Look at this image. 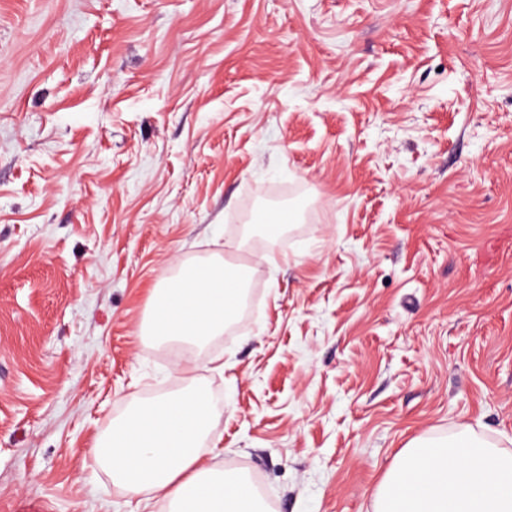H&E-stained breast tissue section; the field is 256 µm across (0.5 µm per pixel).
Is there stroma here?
Returning a JSON list of instances; mask_svg holds the SVG:
<instances>
[{
    "label": "stroma",
    "instance_id": "stroma-1",
    "mask_svg": "<svg viewBox=\"0 0 512 512\" xmlns=\"http://www.w3.org/2000/svg\"><path fill=\"white\" fill-rule=\"evenodd\" d=\"M215 256L246 325L141 336ZM196 385L271 512H374L416 438L512 450V0H0V512H135L92 450Z\"/></svg>",
    "mask_w": 512,
    "mask_h": 512
}]
</instances>
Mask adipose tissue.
Here are the masks:
<instances>
[{
  "instance_id": "ef3b65f1",
  "label": "adipose tissue",
  "mask_w": 512,
  "mask_h": 512,
  "mask_svg": "<svg viewBox=\"0 0 512 512\" xmlns=\"http://www.w3.org/2000/svg\"><path fill=\"white\" fill-rule=\"evenodd\" d=\"M248 280L246 267L220 258L181 267L153 289L144 335L205 344L237 317ZM213 417L199 387L140 404L113 423L94 458L115 485L158 496L166 512H267L245 475L204 460ZM374 499L375 512H512V451L473 435L413 441Z\"/></svg>"
}]
</instances>
